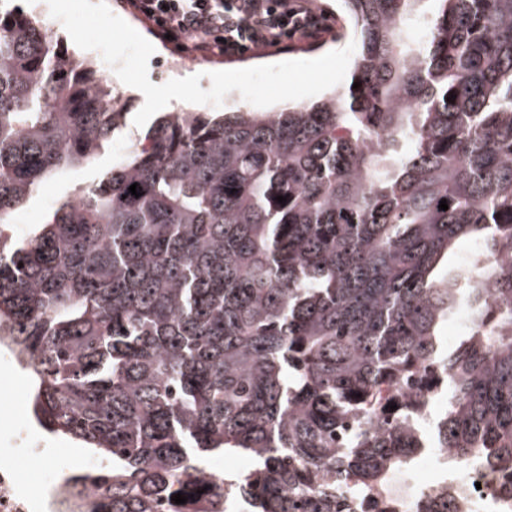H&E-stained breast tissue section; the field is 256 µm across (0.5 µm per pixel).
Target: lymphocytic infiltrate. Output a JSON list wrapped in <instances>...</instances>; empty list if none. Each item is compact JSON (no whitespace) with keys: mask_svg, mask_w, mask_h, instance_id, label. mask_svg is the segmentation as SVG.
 Here are the masks:
<instances>
[{"mask_svg":"<svg viewBox=\"0 0 512 512\" xmlns=\"http://www.w3.org/2000/svg\"><path fill=\"white\" fill-rule=\"evenodd\" d=\"M173 47L242 55L261 48L289 49L328 32L326 13L313 0H127Z\"/></svg>","mask_w":512,"mask_h":512,"instance_id":"obj_1","label":"lymphocytic infiltrate"}]
</instances>
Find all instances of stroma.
I'll return each mask as SVG.
<instances>
[{"mask_svg":"<svg viewBox=\"0 0 512 512\" xmlns=\"http://www.w3.org/2000/svg\"><path fill=\"white\" fill-rule=\"evenodd\" d=\"M325 9L333 25L316 44H297L291 51L275 48L257 50L227 58L221 54H195L189 70L202 76L196 95L182 105L199 112H264L292 103H314L335 88L347 85L356 46L344 31L335 0H314ZM22 7L34 16L50 15L66 20L57 35L62 46L74 55L92 58V45L107 44L112 51L128 55L126 67L113 73L110 81L123 94L126 124L112 139L114 145L132 148L154 124L157 112L143 109L152 95H171L176 91L174 70L164 59L175 52L148 23L120 0H71L61 7L59 0H21ZM112 149L106 150L86 167L53 175L40 192L16 216L28 229L46 223L50 211L63 197L95 180L116 162Z\"/></svg>","mask_w":512,"mask_h":512,"instance_id":"35a3bbf8","label":"stroma"}]
</instances>
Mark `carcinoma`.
I'll return each mask as SVG.
<instances>
[{
  "label": "carcinoma",
  "mask_w": 512,
  "mask_h": 512,
  "mask_svg": "<svg viewBox=\"0 0 512 512\" xmlns=\"http://www.w3.org/2000/svg\"><path fill=\"white\" fill-rule=\"evenodd\" d=\"M418 2L342 0L347 88L162 115L21 239L11 214L95 160L124 105L44 24L0 12V333L38 421L107 462L65 478L102 488L90 512H215L223 483L254 512H338L350 477L423 447L413 376L447 385L437 445L512 463V0ZM463 239L481 264L439 274ZM463 307L475 330L448 350ZM225 454L256 467L200 478Z\"/></svg>",
  "instance_id": "carcinoma-1"
}]
</instances>
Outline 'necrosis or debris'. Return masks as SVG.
<instances>
[{"mask_svg": "<svg viewBox=\"0 0 512 512\" xmlns=\"http://www.w3.org/2000/svg\"><path fill=\"white\" fill-rule=\"evenodd\" d=\"M52 461L53 451L33 441L23 420H15L11 445L0 448V512H87L96 498L88 485L84 498L69 496L64 481L48 476L38 493H31L16 465L23 454ZM352 512H428L449 499L457 512H512V466L489 465L480 456L460 457L448 448H418L409 463L389 469L383 481L352 493Z\"/></svg>", "mask_w": 512, "mask_h": 512, "instance_id": "1", "label": "necrosis or debris"}]
</instances>
